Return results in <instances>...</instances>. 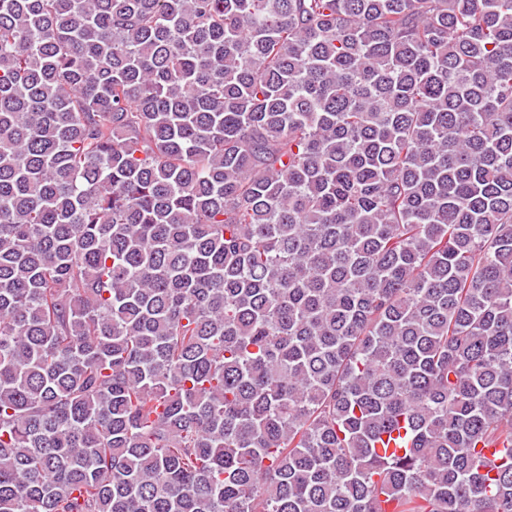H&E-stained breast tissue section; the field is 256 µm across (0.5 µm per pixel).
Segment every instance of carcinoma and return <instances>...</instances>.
Here are the masks:
<instances>
[{
    "label": "carcinoma",
    "mask_w": 512,
    "mask_h": 512,
    "mask_svg": "<svg viewBox=\"0 0 512 512\" xmlns=\"http://www.w3.org/2000/svg\"><path fill=\"white\" fill-rule=\"evenodd\" d=\"M0 512H512V0H0Z\"/></svg>",
    "instance_id": "carcinoma-1"
}]
</instances>
